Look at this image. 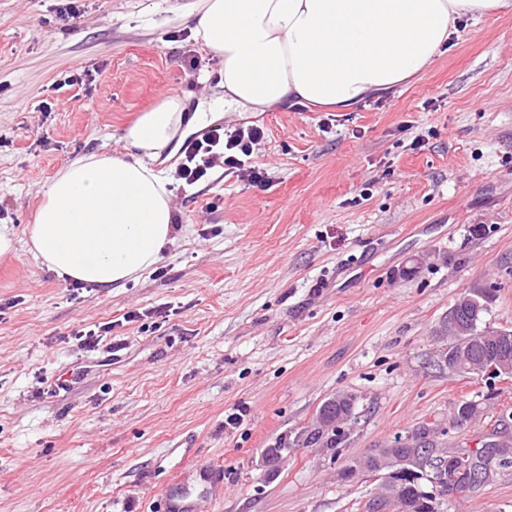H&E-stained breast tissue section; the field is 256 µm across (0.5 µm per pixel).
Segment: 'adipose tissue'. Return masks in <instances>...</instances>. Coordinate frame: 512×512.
<instances>
[{"mask_svg":"<svg viewBox=\"0 0 512 512\" xmlns=\"http://www.w3.org/2000/svg\"><path fill=\"white\" fill-rule=\"evenodd\" d=\"M512 0H186L182 21L219 64L223 99L188 108L175 93L126 127L121 157L75 156L43 188L27 247L62 282L121 288L178 239L176 135L214 114L288 102L352 108L430 66L464 16Z\"/></svg>","mask_w":512,"mask_h":512,"instance_id":"obj_1","label":"adipose tissue"}]
</instances>
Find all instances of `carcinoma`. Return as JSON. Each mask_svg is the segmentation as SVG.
<instances>
[{"label": "carcinoma", "mask_w": 512, "mask_h": 512, "mask_svg": "<svg viewBox=\"0 0 512 512\" xmlns=\"http://www.w3.org/2000/svg\"><path fill=\"white\" fill-rule=\"evenodd\" d=\"M491 292L488 290H466L456 298L449 312L456 315V323H448L450 341L442 354L448 356L444 365L449 370L473 375L480 367L484 358L499 354L500 358L512 362V334L500 336L496 330L479 328L484 314L487 312ZM356 398L348 392H338L327 398L318 408L316 422L321 424L318 430L308 434L305 444L325 443L328 448L340 444L342 435L338 424L355 415ZM430 431L425 426H419L408 441L403 445L391 448H381L377 453L351 462L343 469L346 480L356 478L362 472L393 469L396 475L397 503L393 510H388L387 497L378 496L375 507L381 512H436L433 507L436 496L427 495L419 482L416 481L418 467L424 461L418 456V449L410 447L416 439ZM470 465L459 472L458 482L466 490H473L484 484L492 471V464L502 467L512 465V448L495 440L484 443L474 450H466Z\"/></svg>", "instance_id": "1"}]
</instances>
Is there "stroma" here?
<instances>
[{"label":"stroma","instance_id":"stroma-1","mask_svg":"<svg viewBox=\"0 0 512 512\" xmlns=\"http://www.w3.org/2000/svg\"><path fill=\"white\" fill-rule=\"evenodd\" d=\"M63 2L0 0V225L16 238L0 257V512H158L178 479L199 487L202 457L224 474L202 512H364L378 483L343 480L351 461L424 423L474 449L512 416V379L436 357L462 291L491 290L483 326L512 329V8L460 19L427 70L354 109L229 113L263 126L251 162L268 183L178 186L182 232L159 264L78 290L27 251L41 186L77 155L122 153L161 94L193 107L224 89L184 0H79L62 26ZM111 321L116 356L71 338ZM339 391L356 397L341 444L297 443ZM465 400L484 412L460 425ZM441 512H512V467Z\"/></svg>","mask_w":512,"mask_h":512}]
</instances>
